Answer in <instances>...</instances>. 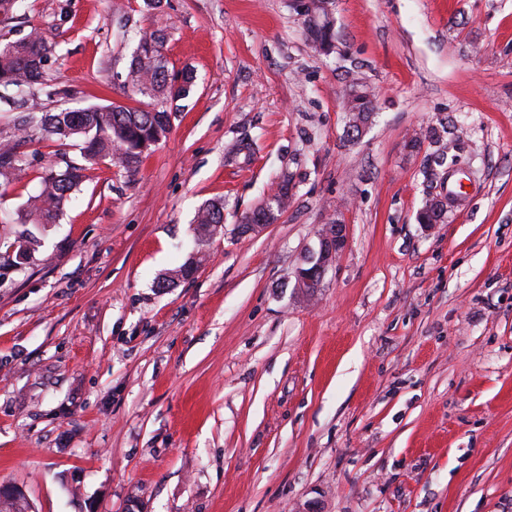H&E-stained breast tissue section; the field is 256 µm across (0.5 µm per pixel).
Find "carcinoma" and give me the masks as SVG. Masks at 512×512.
Listing matches in <instances>:
<instances>
[{
	"label": "carcinoma",
	"instance_id": "cac0c4a2",
	"mask_svg": "<svg viewBox=\"0 0 512 512\" xmlns=\"http://www.w3.org/2000/svg\"><path fill=\"white\" fill-rule=\"evenodd\" d=\"M301 9L306 13L305 39L317 52L328 53L335 47L334 19L331 16L330 0H302ZM52 52V45L37 31L25 38L0 44V76L11 79L10 86L23 89L43 84L44 62ZM169 71L161 53L160 38L150 35L140 39L127 75V86L132 94L147 96L155 101L153 107L143 109L123 105L93 104L78 109L65 108L58 112H44L36 104L28 107L25 125L38 130L42 138L62 145L71 140L80 141L83 165H68L59 173L49 172L43 181L40 193L27 201L26 209L18 215L20 224H54L59 218L64 201L78 189L83 181L86 165L101 160L118 159L128 169L136 168L148 148L165 137L170 127L171 111L167 102L188 96L193 85V76L187 74L179 89L169 82ZM8 86V87H10ZM8 87L0 84V101ZM374 111V94L359 80L349 85V95L344 100L346 133L351 138L359 137L370 123ZM428 138L438 145L434 154V165L423 170L427 192L418 214V222L442 224L447 205L437 201L439 193L432 192L437 172L435 167H455V159L449 158L453 150L437 130L428 132ZM21 143L0 146V177L5 181L18 178L24 171L19 147ZM272 213H266L260 205L241 218V223L252 224L265 221L272 223L278 213L288 206V180H283L277 192ZM224 224V207L211 203L197 215L195 233L206 238ZM40 245L31 233H21L12 242L15 251L23 256L35 252Z\"/></svg>",
	"mask_w": 512,
	"mask_h": 512
}]
</instances>
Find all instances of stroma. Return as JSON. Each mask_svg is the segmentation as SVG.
Instances as JSON below:
<instances>
[{"instance_id":"35a3bbf8","label":"stroma","mask_w":512,"mask_h":512,"mask_svg":"<svg viewBox=\"0 0 512 512\" xmlns=\"http://www.w3.org/2000/svg\"><path fill=\"white\" fill-rule=\"evenodd\" d=\"M23 0L0 43L52 44L45 111L135 106L141 36L192 71L135 169L91 165L41 246L13 219L78 147L32 137L0 187V485L33 512H512V0ZM376 94L345 134L350 73ZM447 121L470 199L417 214ZM250 155H232L241 140ZM288 176V207L240 219ZM224 226L198 241L199 208ZM347 246L314 297L321 225ZM190 278L160 282L187 260ZM331 0L299 1L306 19L304 35L308 44L317 52L328 53L335 47L334 19Z\"/></svg>"}]
</instances>
